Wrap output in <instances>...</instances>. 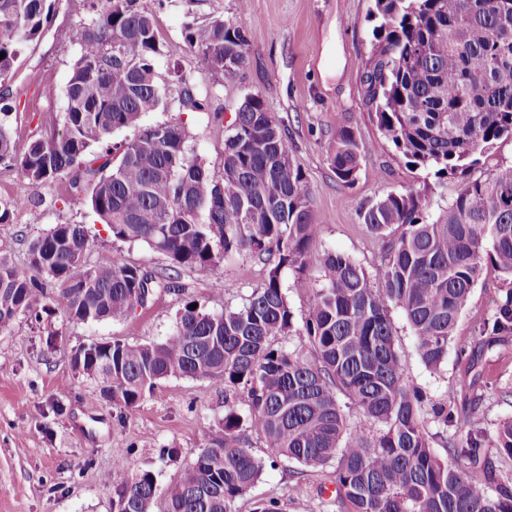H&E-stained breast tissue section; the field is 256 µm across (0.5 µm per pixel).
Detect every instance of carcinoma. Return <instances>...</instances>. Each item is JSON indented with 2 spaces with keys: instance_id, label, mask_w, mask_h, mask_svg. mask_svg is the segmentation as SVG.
<instances>
[{
  "instance_id": "obj_1",
  "label": "carcinoma",
  "mask_w": 512,
  "mask_h": 512,
  "mask_svg": "<svg viewBox=\"0 0 512 512\" xmlns=\"http://www.w3.org/2000/svg\"><path fill=\"white\" fill-rule=\"evenodd\" d=\"M373 2L380 25L363 78L380 132L412 165L463 178L435 218L412 192L361 206L366 229L385 240L373 274L348 255L309 249L320 232L310 191L288 135L259 96H245L224 130L218 179L191 155L185 126L142 123L175 103L202 111L207 98L176 69L161 79L154 18L139 0H92L73 31L78 53L58 127L22 152L10 129V91H0V163L33 185L65 183L113 238L143 242L170 263L168 272L149 273L114 254L91 265L83 225L57 224L29 242V268L0 261L1 328L21 312L37 315L49 295L71 319L95 322L131 314L156 289L180 290L185 267L220 280L233 253L269 265L239 307L215 314L189 300L159 342L82 347L85 374L128 411L161 379L224 381V439L202 449L167 489V512H236L265 469L250 432L269 459L284 457L302 475L327 473L345 512H512V418L497 425L493 453L473 436L481 420L474 400L461 414L466 440L448 436V406L405 381L389 315L403 311L419 356L437 371L483 265L512 279V165L469 177L479 156L512 136V0ZM52 7V0H0V86L42 35ZM184 39L226 80L246 65L238 23H190ZM121 130L134 134L112 142ZM331 162L338 180L355 181L361 146L353 129L336 133ZM22 208L39 223L36 203L8 197L0 198V224ZM285 267L320 272L298 331L282 287ZM294 332L307 338L311 356L283 344ZM511 335L512 289L481 325L489 345ZM240 390L245 413L231 400ZM428 419L439 426L432 435ZM436 441L446 458L435 453ZM113 488L112 512H151L158 494L152 472L130 477L122 464Z\"/></svg>"
}]
</instances>
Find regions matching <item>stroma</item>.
I'll use <instances>...</instances> for the list:
<instances>
[{"mask_svg":"<svg viewBox=\"0 0 512 512\" xmlns=\"http://www.w3.org/2000/svg\"><path fill=\"white\" fill-rule=\"evenodd\" d=\"M372 5L373 0H248L244 6L239 0H166L162 5L140 0L141 8L153 14L162 42L159 73L178 68L209 101L206 111L174 106L146 114L144 123L184 125L191 151L217 177L223 170L224 130L244 97L258 95L286 129L291 158L310 188V209L321 226L312 251L349 255L371 272L381 263L384 244L366 230L361 205L388 192L413 191L425 197L426 211L434 216L461 182L456 175L440 179L432 170L410 166L379 131L362 80L375 25ZM89 12L88 0H55L51 23L21 56L8 82L18 148L55 126L63 100L46 98L42 88H65L76 53L71 30ZM217 16L240 23L248 41V64L230 82L209 70L184 39L187 23ZM346 127L364 146L357 178L349 185L337 179L330 159L336 133ZM1 197L40 203V223H31L28 210L21 209L10 223L0 224V260L10 265L26 267L29 240L58 224L84 225L88 263L108 262L117 253L147 271L168 265L147 244L113 239L88 203L69 197L62 185L36 186L0 166ZM266 273L261 259L244 253L225 260L219 281L200 268L181 270L183 293L156 291L145 307L123 318L75 321L46 298L38 317L22 313L1 329L0 512H112V475L120 461L128 474L154 473L159 493L152 512H165L167 488L201 449L224 436L223 382L163 379L129 413L104 399L101 381L75 369L73 356L92 343L161 341L173 331L186 300L222 312L241 305ZM318 278L313 267L282 272L295 325H302L308 313ZM511 288L512 280L484 268L456 325L448 358L435 373L421 361L402 310L390 312L405 377L455 414L465 401L479 398L486 448L499 421L512 418V403L501 397L512 388V338L487 347L478 327ZM462 349L477 354V379L466 391L460 388L466 371L458 357ZM329 484L327 474L312 470L301 476L295 464L282 460L266 469L236 508L253 512L258 501L278 498L287 512H338L333 495L325 491Z\"/></svg>","mask_w":512,"mask_h":512,"instance_id":"stroma-1","label":"stroma"}]
</instances>
